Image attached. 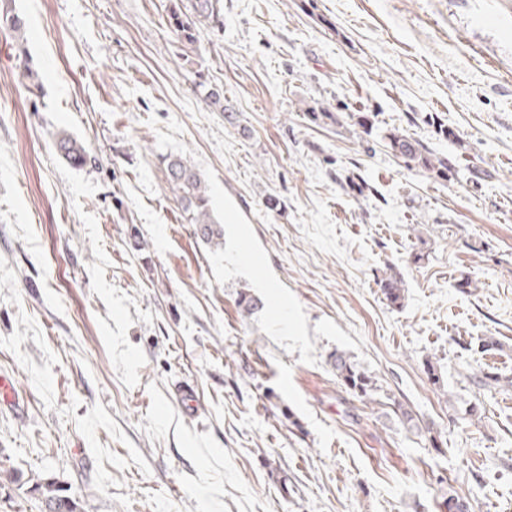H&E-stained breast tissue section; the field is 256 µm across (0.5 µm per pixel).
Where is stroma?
Instances as JSON below:
<instances>
[{"label":"stroma","instance_id":"obj_1","mask_svg":"<svg viewBox=\"0 0 512 512\" xmlns=\"http://www.w3.org/2000/svg\"><path fill=\"white\" fill-rule=\"evenodd\" d=\"M168 4L14 0L35 90L0 30V373L23 398L0 409V512H46L52 481L80 512H512V0H223L188 48ZM55 148L66 161L74 166H83L89 159L85 148L66 132L56 134ZM388 143L393 154L402 158L408 165L413 164L429 171H436L440 176H445L448 172V162L445 159L427 151L404 134L391 133L388 136ZM166 183L180 202L189 224H199L202 236L207 240L221 236L220 221L209 207L206 180L203 174L181 156L165 157ZM330 357L338 381L360 400H373L376 386L372 378L344 352L338 350Z\"/></svg>","mask_w":512,"mask_h":512}]
</instances>
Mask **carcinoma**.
<instances>
[{
  "label": "carcinoma",
  "mask_w": 512,
  "mask_h": 512,
  "mask_svg": "<svg viewBox=\"0 0 512 512\" xmlns=\"http://www.w3.org/2000/svg\"><path fill=\"white\" fill-rule=\"evenodd\" d=\"M167 22L181 42L192 45L197 41L201 26L220 28L224 25L221 0H169ZM24 22L7 7H0V28L13 33L23 31ZM204 98L216 111L224 113V119L234 123L233 111L224 106V90L217 86L201 85ZM391 151L409 165L434 171L441 176L448 172L445 159L424 149L418 142L399 133L388 136ZM57 152L70 164L83 166L88 161L85 148L70 134L59 132L55 138ZM166 164V183L180 202L182 211L189 224L199 225L202 236L208 240L221 236L220 221L216 220L209 207L206 180L203 174L181 156L164 158ZM382 293L393 305L401 304L404 289L400 280L390 275L382 280ZM336 378L351 393L362 401L373 400L376 386L372 378L361 370L350 357L342 351L331 355ZM43 495L48 512H77V504L63 494L62 487L55 482L44 486Z\"/></svg>",
  "instance_id": "obj_1"
}]
</instances>
